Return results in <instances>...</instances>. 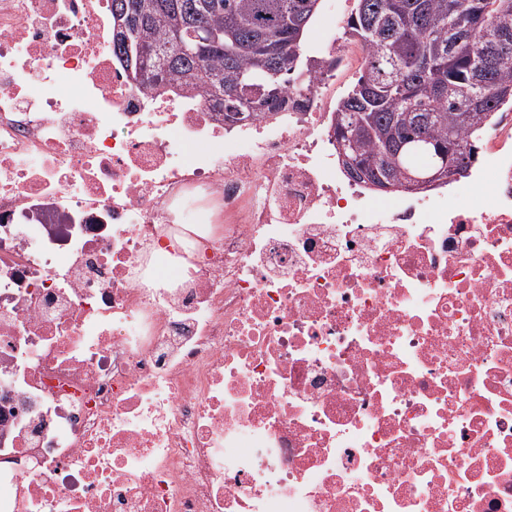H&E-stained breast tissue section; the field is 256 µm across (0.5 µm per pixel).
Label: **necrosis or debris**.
<instances>
[{
  "label": "necrosis or debris",
  "mask_w": 512,
  "mask_h": 512,
  "mask_svg": "<svg viewBox=\"0 0 512 512\" xmlns=\"http://www.w3.org/2000/svg\"><path fill=\"white\" fill-rule=\"evenodd\" d=\"M111 0H0V512H512V114L373 199L334 73L243 124Z\"/></svg>",
  "instance_id": "necrosis-or-debris-1"
}]
</instances>
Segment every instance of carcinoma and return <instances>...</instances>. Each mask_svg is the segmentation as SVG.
<instances>
[{
    "label": "carcinoma",
    "instance_id": "carcinoma-1",
    "mask_svg": "<svg viewBox=\"0 0 512 512\" xmlns=\"http://www.w3.org/2000/svg\"><path fill=\"white\" fill-rule=\"evenodd\" d=\"M322 0H112V15L147 23L117 31L112 54L143 88L177 87L225 112L258 119L288 107L291 86L336 60L305 48ZM346 35L368 52L356 83L336 103L362 132L334 124L355 181L398 182L443 162L467 169L481 132L512 102V50L495 58L498 33L512 36V0H355ZM193 18L214 42L199 57L184 26ZM430 67L422 68V63Z\"/></svg>",
    "mask_w": 512,
    "mask_h": 512
}]
</instances>
